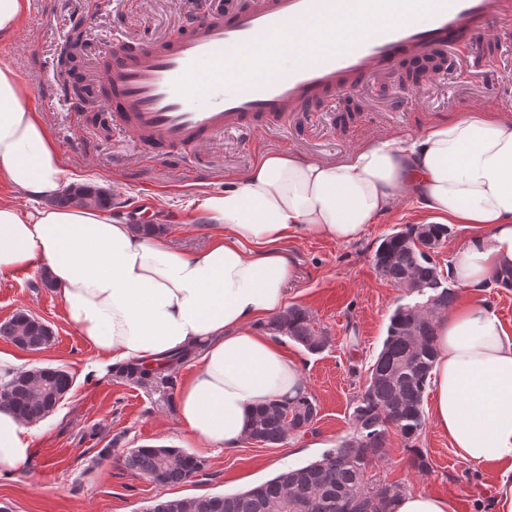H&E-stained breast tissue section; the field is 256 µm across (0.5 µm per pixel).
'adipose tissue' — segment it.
Returning <instances> with one entry per match:
<instances>
[{"instance_id":"obj_1","label":"adipose tissue","mask_w":512,"mask_h":512,"mask_svg":"<svg viewBox=\"0 0 512 512\" xmlns=\"http://www.w3.org/2000/svg\"><path fill=\"white\" fill-rule=\"evenodd\" d=\"M363 27L346 16L307 30L277 46L276 63L292 68L310 48ZM0 175L39 204L27 212L0 204V277L43 265L80 335L112 362L199 350L177 420L202 458L238 448L260 405L306 392L298 361L255 329L286 306L293 260L280 244L288 236L359 240L403 191L442 223L472 228L448 265L458 285L476 292L492 271L512 267L511 114L463 111L337 162L264 154L223 191L198 198L217 233L188 253L134 234L108 211L41 207L61 191L64 169L17 74L0 63ZM436 346L431 422L463 459L500 468L496 512H512V336L473 303L440 319ZM32 434L0 407V476L30 460Z\"/></svg>"}]
</instances>
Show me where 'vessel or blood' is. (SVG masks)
<instances>
[{
    "label": "vessel or blood",
    "instance_id": "1",
    "mask_svg": "<svg viewBox=\"0 0 512 512\" xmlns=\"http://www.w3.org/2000/svg\"><path fill=\"white\" fill-rule=\"evenodd\" d=\"M422 4L428 20L419 25L409 15ZM346 13L362 14L369 35L338 39L286 71L263 58L270 41ZM510 18L512 0H256L238 11L188 16L167 42L124 43L110 51L106 105L141 151L160 160L227 132L281 126L292 113L383 79L405 59L493 37L494 20ZM258 57L263 66H255ZM228 69L239 74L231 94L224 91Z\"/></svg>",
    "mask_w": 512,
    "mask_h": 512
}]
</instances>
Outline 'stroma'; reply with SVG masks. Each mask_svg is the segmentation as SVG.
<instances>
[{"mask_svg": "<svg viewBox=\"0 0 512 512\" xmlns=\"http://www.w3.org/2000/svg\"><path fill=\"white\" fill-rule=\"evenodd\" d=\"M197 0H31L10 38L0 40V60L23 85V102L39 112L57 147L64 181L92 180L138 211L141 223L161 224L174 248L191 252L209 244L212 229L195 211L203 194L223 190L270 152L334 162L377 138L420 135L430 124L462 110L512 114V20L498 21L490 65L470 47H457L455 67L444 78L421 84L399 76L343 92L328 105L299 112L272 131L243 137L217 136L199 154L178 152L153 161L133 138L102 126L97 112H77L57 95V60L73 17L84 19L87 42L81 78L90 87L102 79L103 57L114 44L159 42L172 37ZM410 197L400 195L391 212L369 225L352 243L309 235L284 241L294 259L288 303L305 309L330 344L311 353L285 340L302 366L307 394L318 406L316 422L290 433L280 444L245 441L241 448L204 462L188 482L166 496L235 493L262 483L278 466L316 459L351 432L350 417L367 371L387 335L394 310L408 303L404 291L377 272L374 253L382 239L408 224L433 222ZM24 311L46 321L54 338L44 349L24 351L0 337V355L18 368L60 366L74 377L71 392L47 419L36 423L33 456L16 475L0 477V506L9 512H143L158 491L148 479L123 468L121 457L140 446L178 447L193 452L177 421V395L191 370L184 363L146 384L119 377L68 318L57 290L42 282L40 267L0 278V322ZM429 467H410V452L390 434L382 456L367 474L376 484L403 491L452 497L456 512H495L499 476L494 469L458 456L446 436L425 426L415 442Z\"/></svg>", "mask_w": 512, "mask_h": 512, "instance_id": "1", "label": "stroma"}]
</instances>
